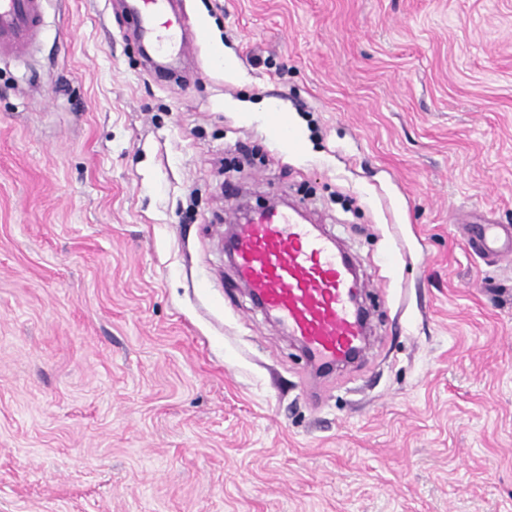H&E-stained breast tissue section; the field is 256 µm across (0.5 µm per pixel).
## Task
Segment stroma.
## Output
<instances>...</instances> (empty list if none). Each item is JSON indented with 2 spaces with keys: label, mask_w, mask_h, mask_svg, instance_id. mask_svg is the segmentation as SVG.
<instances>
[{
  "label": "stroma",
  "mask_w": 512,
  "mask_h": 512,
  "mask_svg": "<svg viewBox=\"0 0 512 512\" xmlns=\"http://www.w3.org/2000/svg\"><path fill=\"white\" fill-rule=\"evenodd\" d=\"M184 2L171 77L123 0L0 58V512H512V0ZM230 184L353 257L358 361L254 307ZM469 240L475 248L495 257H512V230L504 233L499 224H481Z\"/></svg>",
  "instance_id": "35a3bbf8"
}]
</instances>
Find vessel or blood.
<instances>
[{
	"instance_id": "vessel-or-blood-1",
	"label": "vessel or blood",
	"mask_w": 512,
	"mask_h": 512,
	"mask_svg": "<svg viewBox=\"0 0 512 512\" xmlns=\"http://www.w3.org/2000/svg\"><path fill=\"white\" fill-rule=\"evenodd\" d=\"M45 0H0V56L29 51L43 26ZM130 11L157 53L193 46L176 0H135ZM480 251L512 257V230L483 224L469 237ZM225 251L252 298L301 344L309 365L329 369L361 351L365 318L358 297L367 284L331 238L303 223L298 208H270L232 219Z\"/></svg>"
}]
</instances>
